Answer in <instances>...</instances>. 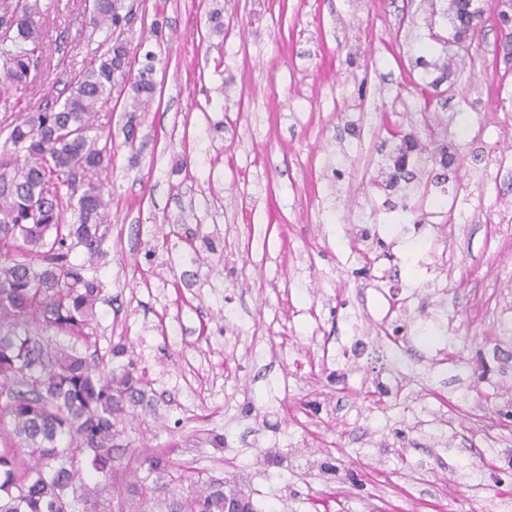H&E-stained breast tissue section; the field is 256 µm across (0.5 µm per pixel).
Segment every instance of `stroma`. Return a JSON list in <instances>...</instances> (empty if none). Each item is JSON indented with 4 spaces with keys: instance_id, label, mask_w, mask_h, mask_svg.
<instances>
[{
    "instance_id": "1",
    "label": "stroma",
    "mask_w": 512,
    "mask_h": 512,
    "mask_svg": "<svg viewBox=\"0 0 512 512\" xmlns=\"http://www.w3.org/2000/svg\"><path fill=\"white\" fill-rule=\"evenodd\" d=\"M448 2L134 0L124 38L155 53L157 90L148 111L99 117L104 291L75 344L103 359L125 344L113 366L149 382L122 442L189 478L243 479L257 512H495L504 460L483 448H512L497 321L512 308V57L492 18L449 45ZM41 3L34 105L67 96L102 39L82 0ZM440 122L465 165L447 181L426 165L423 206L404 212L382 184L386 129L422 141ZM470 189L481 201L453 220Z\"/></svg>"
}]
</instances>
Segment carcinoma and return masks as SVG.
Listing matches in <instances>:
<instances>
[{
    "label": "carcinoma",
    "instance_id": "carcinoma-1",
    "mask_svg": "<svg viewBox=\"0 0 512 512\" xmlns=\"http://www.w3.org/2000/svg\"><path fill=\"white\" fill-rule=\"evenodd\" d=\"M493 5L449 0L454 31L482 21ZM93 30H104L97 64L74 76L64 101L25 105L6 129L0 147V512H224V502L240 501L257 512L235 482L199 477L187 494L172 485L174 475L162 450L130 449L128 471L147 467V476L116 486L109 477L119 425L144 397L143 378L133 364L105 373L75 349L47 353L31 330L86 337L97 320L103 291L97 277L69 264L81 247L90 258L101 253L106 207L101 175L112 166V138L98 127L99 113L124 100L139 112L156 92L155 54L134 69L127 42L116 35L130 21L124 0H84ZM40 0H16L0 14V87L23 100L37 76L31 68L42 51ZM421 151L402 138L385 155L388 187L419 181L409 168ZM427 159L457 173L462 160L445 151ZM77 214L62 223L63 211ZM106 480L82 484V466Z\"/></svg>",
    "mask_w": 512,
    "mask_h": 512
}]
</instances>
